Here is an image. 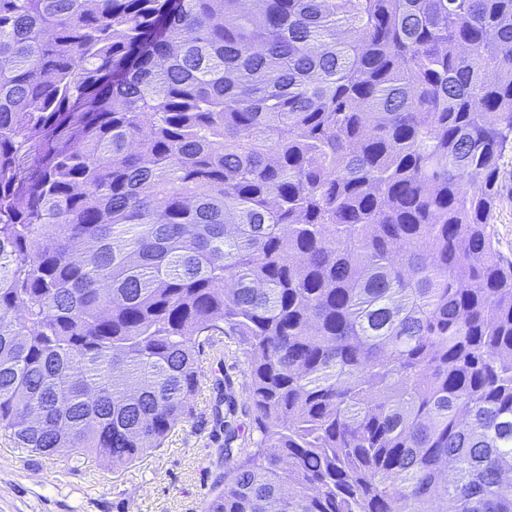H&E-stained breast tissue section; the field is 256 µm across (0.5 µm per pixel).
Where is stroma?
I'll use <instances>...</instances> for the list:
<instances>
[{
    "label": "stroma",
    "mask_w": 512,
    "mask_h": 512,
    "mask_svg": "<svg viewBox=\"0 0 512 512\" xmlns=\"http://www.w3.org/2000/svg\"><path fill=\"white\" fill-rule=\"evenodd\" d=\"M499 167L498 249L512 259V152ZM201 374L191 417L174 427L161 448L119 470L93 458L75 460L67 448L43 456L0 434V512H204L224 471L215 453L224 433L214 419V372L205 367ZM223 375L237 400L235 445L250 447L258 438L248 401L250 379L243 351L230 336L224 339Z\"/></svg>",
    "instance_id": "35a3bbf8"
}]
</instances>
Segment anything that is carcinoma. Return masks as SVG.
Wrapping results in <instances>:
<instances>
[{
    "instance_id": "obj_1",
    "label": "carcinoma",
    "mask_w": 512,
    "mask_h": 512,
    "mask_svg": "<svg viewBox=\"0 0 512 512\" xmlns=\"http://www.w3.org/2000/svg\"><path fill=\"white\" fill-rule=\"evenodd\" d=\"M512 0H0V431L121 469L233 336L206 512H512ZM500 199L496 210L495 226L498 249L512 260V152H507L499 163ZM244 361L243 350L233 337L224 336V386L227 385L237 400L236 414L231 419L238 434L233 443L234 448H251V443L258 438V433L253 428V414L248 401L250 379Z\"/></svg>"
}]
</instances>
